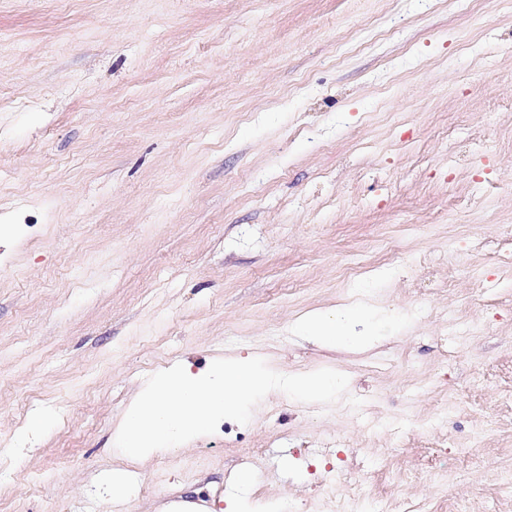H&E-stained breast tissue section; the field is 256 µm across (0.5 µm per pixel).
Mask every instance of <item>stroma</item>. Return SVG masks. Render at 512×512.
I'll list each match as a JSON object with an SVG mask.
<instances>
[{"mask_svg": "<svg viewBox=\"0 0 512 512\" xmlns=\"http://www.w3.org/2000/svg\"><path fill=\"white\" fill-rule=\"evenodd\" d=\"M510 253L512 0H0V512H332L345 460L366 512H512ZM357 302L368 345L294 329ZM225 356L363 405L116 449Z\"/></svg>", "mask_w": 512, "mask_h": 512, "instance_id": "1", "label": "stroma"}]
</instances>
